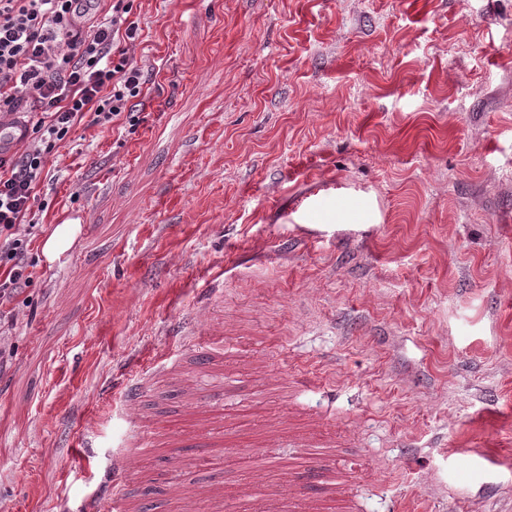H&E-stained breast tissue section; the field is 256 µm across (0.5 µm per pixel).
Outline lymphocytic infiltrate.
Returning a JSON list of instances; mask_svg holds the SVG:
<instances>
[{"mask_svg":"<svg viewBox=\"0 0 512 512\" xmlns=\"http://www.w3.org/2000/svg\"><path fill=\"white\" fill-rule=\"evenodd\" d=\"M0 0V124L19 126V156L0 159V298L34 281L32 240L19 233L39 223L33 209L48 156L82 121L135 128L129 107L143 92L129 53L139 24L134 0ZM39 110L25 119L22 104Z\"/></svg>","mask_w":512,"mask_h":512,"instance_id":"obj_1","label":"lymphocytic infiltrate"}]
</instances>
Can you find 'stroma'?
<instances>
[{
    "instance_id": "stroma-1",
    "label": "stroma",
    "mask_w": 512,
    "mask_h": 512,
    "mask_svg": "<svg viewBox=\"0 0 512 512\" xmlns=\"http://www.w3.org/2000/svg\"><path fill=\"white\" fill-rule=\"evenodd\" d=\"M133 12L142 121L48 158L31 259L62 211L88 222L0 300V512L95 492L128 429L121 391L97 408L118 373L159 435L135 512H225L257 448L267 489L318 512H512V0ZM207 304L204 385L171 333ZM314 440L353 468L346 498L285 468Z\"/></svg>"
}]
</instances>
